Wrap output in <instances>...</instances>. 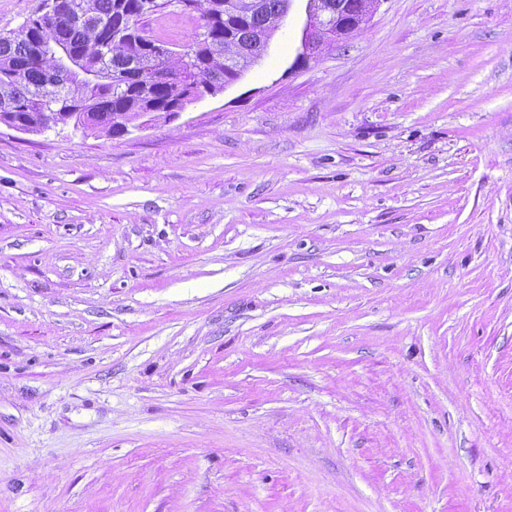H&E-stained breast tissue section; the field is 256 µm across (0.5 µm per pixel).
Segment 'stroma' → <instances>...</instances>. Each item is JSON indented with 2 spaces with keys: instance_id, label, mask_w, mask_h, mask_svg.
Listing matches in <instances>:
<instances>
[{
  "instance_id": "1",
  "label": "stroma",
  "mask_w": 512,
  "mask_h": 512,
  "mask_svg": "<svg viewBox=\"0 0 512 512\" xmlns=\"http://www.w3.org/2000/svg\"><path fill=\"white\" fill-rule=\"evenodd\" d=\"M303 24L172 119L0 124V512H512V0ZM305 3V22L300 41V51L295 64L306 62L322 51L332 41L339 42L348 38L365 24L376 10L381 0H358L361 6L351 15L336 13L330 18V10L324 0H300Z\"/></svg>"
}]
</instances>
